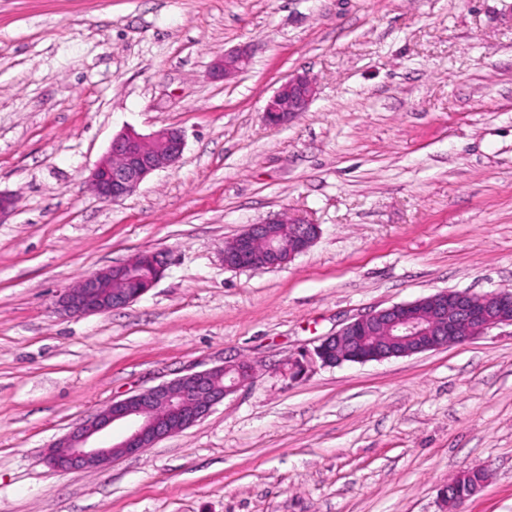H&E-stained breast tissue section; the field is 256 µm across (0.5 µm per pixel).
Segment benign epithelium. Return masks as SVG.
<instances>
[{
    "label": "benign epithelium",
    "mask_w": 512,
    "mask_h": 512,
    "mask_svg": "<svg viewBox=\"0 0 512 512\" xmlns=\"http://www.w3.org/2000/svg\"><path fill=\"white\" fill-rule=\"evenodd\" d=\"M248 62L239 48L218 58L212 77L226 80ZM315 83L305 74L282 82L269 98L265 120L287 124L308 110L316 96ZM185 147L181 130L164 127L149 135L124 131L112 139L107 154L89 176L90 187L102 200L116 203L133 195L153 172L175 164ZM288 225L282 236L278 225ZM319 235V226L283 214L250 224L232 242L233 255L224 265L233 269H272L304 253ZM167 259L160 252H141L129 260L91 272L57 300L66 316H87L133 303L163 277ZM502 325L512 326V291L474 295L443 290L415 301L393 304L362 315L325 337L314 351L323 366L346 362L364 364L437 350L454 342L468 343ZM254 373L245 360L188 372L170 381L114 400L106 409L74 427L49 449L53 467L74 470L99 467L120 456L135 455L206 418L226 397L248 385ZM117 422L126 435L104 446L98 440Z\"/></svg>",
    "instance_id": "7a95c632"
}]
</instances>
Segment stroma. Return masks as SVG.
<instances>
[{
	"label": "stroma",
	"mask_w": 512,
	"mask_h": 512,
	"mask_svg": "<svg viewBox=\"0 0 512 512\" xmlns=\"http://www.w3.org/2000/svg\"><path fill=\"white\" fill-rule=\"evenodd\" d=\"M251 48L235 77L214 61ZM318 94L281 127L289 76ZM182 130L180 161L99 200L117 134ZM0 512H512V326L365 364L288 361L351 318L441 290H512V0H0ZM320 235L224 265L248 225ZM170 263L129 306L67 317L83 275ZM252 382L97 468L47 448L138 391L227 361ZM315 83L306 74H295L282 82L269 98L265 120L274 126L287 124L297 112H306L316 96ZM279 224L288 226L287 237L282 236ZM318 235V225L289 219L285 214L251 224L230 243L232 257L225 247L224 265L239 270L277 268L304 253Z\"/></svg>",
	"instance_id": "stroma-1"
}]
</instances>
